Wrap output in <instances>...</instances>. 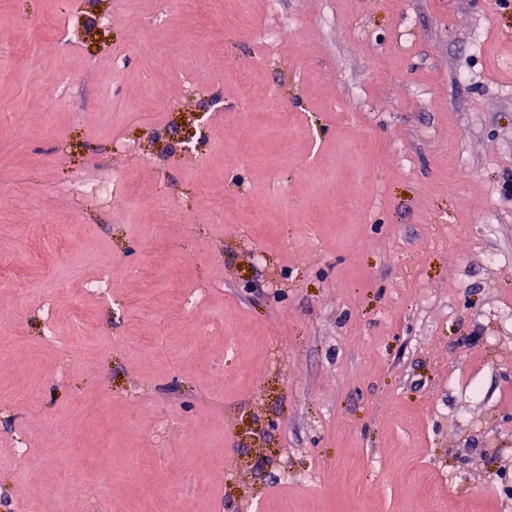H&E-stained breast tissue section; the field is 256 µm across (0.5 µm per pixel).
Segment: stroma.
I'll return each instance as SVG.
<instances>
[{
	"mask_svg": "<svg viewBox=\"0 0 512 512\" xmlns=\"http://www.w3.org/2000/svg\"><path fill=\"white\" fill-rule=\"evenodd\" d=\"M176 8L0 0V279L83 327L0 334V512H512V5L209 0L202 38ZM80 167L135 199L57 193ZM44 228V239L48 245H54L58 239L65 235L76 239L82 232L83 227L79 224H71L68 229L64 230L52 217H45L42 221ZM107 477L95 469H84L79 472L80 489L87 490L96 496H104L107 491Z\"/></svg>",
	"mask_w": 512,
	"mask_h": 512,
	"instance_id": "35a3bbf8",
	"label": "stroma"
}]
</instances>
